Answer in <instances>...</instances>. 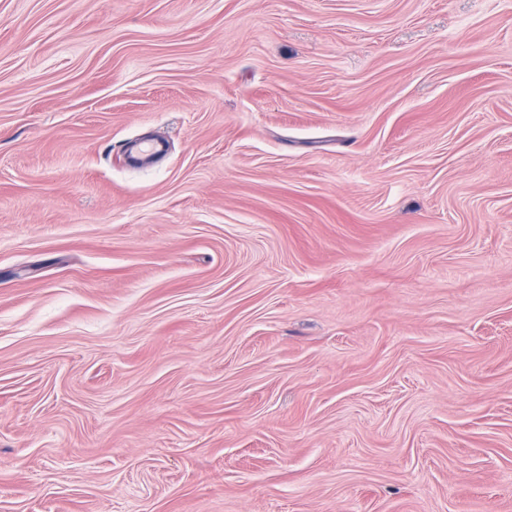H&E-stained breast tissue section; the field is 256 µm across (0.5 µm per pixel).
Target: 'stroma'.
I'll use <instances>...</instances> for the list:
<instances>
[{
  "instance_id": "1",
  "label": "stroma",
  "mask_w": 512,
  "mask_h": 512,
  "mask_svg": "<svg viewBox=\"0 0 512 512\" xmlns=\"http://www.w3.org/2000/svg\"><path fill=\"white\" fill-rule=\"evenodd\" d=\"M0 512H512V0H0Z\"/></svg>"
}]
</instances>
